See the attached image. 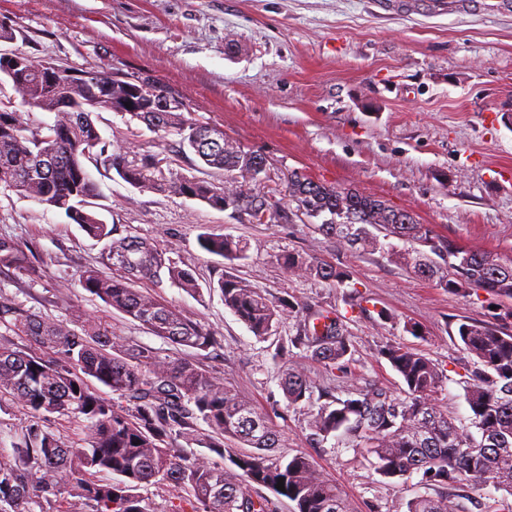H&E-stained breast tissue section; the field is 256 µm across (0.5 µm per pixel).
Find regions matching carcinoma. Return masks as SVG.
Returning <instances> with one entry per match:
<instances>
[{"instance_id":"carcinoma-1","label":"carcinoma","mask_w":512,"mask_h":512,"mask_svg":"<svg viewBox=\"0 0 512 512\" xmlns=\"http://www.w3.org/2000/svg\"><path fill=\"white\" fill-rule=\"evenodd\" d=\"M14 89L33 108L55 115L52 126L29 127L20 112H0V186L64 213L91 237L106 241V258L120 274L85 271L81 285L107 306L139 322L174 345L205 351L220 343L210 330L145 294L137 285L166 276L186 292L196 293L191 270L166 256L154 241L114 237V230L94 209L98 186L84 160L99 150L103 165L131 186L232 209L252 224L287 218L280 202L257 189L262 156L230 145L220 129L185 118L182 112H130L132 120L180 136V145L199 161L224 172V182L166 176L154 157L129 159L126 151L105 155L90 112H61L59 96L81 106L97 94L93 84L62 85L51 91L31 72ZM288 206L308 218L329 217L316 232L351 249L385 251L395 237L408 248L392 256L424 280L455 294L481 289L512 300V264L465 249L443 238L414 215L396 223L394 208L356 190L337 188L293 174ZM200 246L227 259H241L247 246L224 235L204 233ZM28 255L13 239L0 237V267L28 270ZM282 266L291 274L343 282L335 267L312 256L286 253ZM224 306L254 336L273 335L285 314L277 303L237 276L219 282ZM0 326L25 336L34 347L22 348L0 336V399H10L32 414H60L83 421L79 446L67 447L54 433L29 426L12 454L0 448V512H74L62 502L73 499L90 512H154L140 489L167 484L184 491L169 512H272L271 502L253 497L258 485L295 503L293 512H349L336 483L305 453H278L279 435L234 387L183 358L161 356L148 346L133 348L112 335V327L86 318L71 328L12 303L0 301ZM458 337L474 357L465 400L476 432L461 427L433 402L443 374L419 351L390 344L380 351L404 385L405 398L382 389L348 393L341 398L326 388L314 396L315 383L297 366L281 376L290 405L317 400L307 426L325 443L337 432L375 455V470L385 479L415 473L431 492L407 503V512H468L467 488L491 486L507 496L485 512H512V334L489 322L461 320ZM351 336L331 311L304 316L289 344L279 346L286 360L292 350L346 374ZM66 359L61 365L55 359ZM108 388L102 397L93 383ZM206 423L211 433L199 431ZM217 455L197 454L193 446ZM111 474L104 481L98 475ZM284 479V490L276 485Z\"/></svg>"}]
</instances>
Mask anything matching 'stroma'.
Wrapping results in <instances>:
<instances>
[{
    "label": "stroma",
    "instance_id": "obj_1",
    "mask_svg": "<svg viewBox=\"0 0 512 512\" xmlns=\"http://www.w3.org/2000/svg\"><path fill=\"white\" fill-rule=\"evenodd\" d=\"M12 27L11 50L76 71L112 68L161 81L186 103L192 122L265 156L262 191L286 195L292 171L386 201L413 213L440 236L512 263V12L474 0L465 13L386 8L380 0H0ZM92 119L108 152L155 155L165 172L201 176V164L175 134H161L108 109ZM98 204L120 235L155 240L199 284L188 294L170 281L142 288L220 336L206 351L175 348L80 285L94 268L115 267L105 245L64 213L0 188V236L17 240L32 273L0 268V299L74 323H110L130 346H149L198 361L232 382L280 436V453L304 452L339 484L351 512H406L423 485L387 480L376 458L349 437L310 439L307 405H288L275 353L296 335L304 312L329 310L353 338L351 376L293 355L317 386L339 391L378 387L401 395L382 346L420 350L445 376L436 403L469 424L464 386L473 364L457 335L461 320L512 332V302L481 290L453 294L419 278L387 254L365 255L312 231L306 216L252 224L232 210L139 190L114 170L86 160ZM203 233L247 242L228 260L199 244ZM286 252L323 260L345 282L287 273ZM244 278L270 299L294 304L276 335L261 340L224 306L218 282ZM420 326V336L407 324Z\"/></svg>",
    "mask_w": 512,
    "mask_h": 512
}]
</instances>
